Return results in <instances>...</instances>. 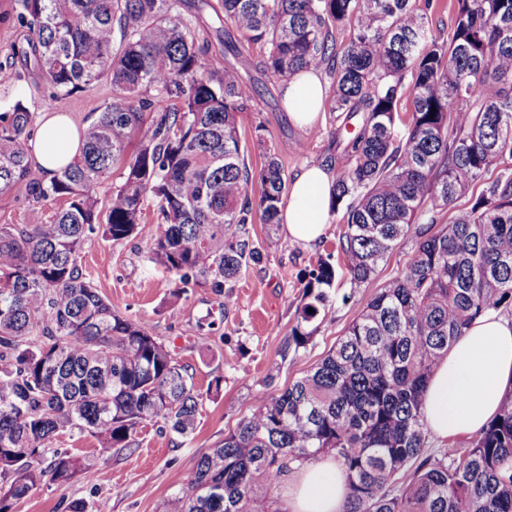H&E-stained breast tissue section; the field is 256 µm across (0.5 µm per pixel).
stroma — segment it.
<instances>
[{"mask_svg":"<svg viewBox=\"0 0 512 512\" xmlns=\"http://www.w3.org/2000/svg\"><path fill=\"white\" fill-rule=\"evenodd\" d=\"M18 11L17 0H0V110L20 98L33 112L62 113L83 126L85 118L108 98V89L97 86L48 102V90L26 54L28 31L18 24ZM241 75L254 82L258 91L251 106L237 115L251 169H260L266 152L273 149L291 178L314 160H331L336 169L346 163L344 143L333 137L344 126L339 113L326 107L315 128L296 127L281 104L280 81L251 69L242 70ZM51 212V207L29 202L21 188L0 192V224H40ZM161 222L155 203H147L143 233L121 240L93 234L83 247L82 267L115 311L150 322L155 336L187 366L198 390L221 378V398L204 400L197 429L183 445H176L159 425H147L138 433L134 451L94 464L69 486L35 491L14 505L13 512H59L64 498L84 500L89 512H162L164 500L185 487L198 458L252 411L257 396L287 386L314 365L377 289L408 264L414 251L412 239L402 240L381 264L376 278L362 286L339 276L331 317L306 349L284 360L279 350L305 302L308 274L320 258L337 251L343 232L341 213L330 214L325 235L309 244L291 240L282 224L254 221L252 235L264 258L243 270L229 299L208 287L174 295L173 275L150 259V234ZM206 318L211 321L207 327L202 324ZM203 336L208 337V345L200 344Z\"/></svg>","mask_w":512,"mask_h":512,"instance_id":"1","label":"stroma"}]
</instances>
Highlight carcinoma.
I'll return each instance as SVG.
<instances>
[{
  "label": "carcinoma",
  "mask_w": 512,
  "mask_h": 512,
  "mask_svg": "<svg viewBox=\"0 0 512 512\" xmlns=\"http://www.w3.org/2000/svg\"><path fill=\"white\" fill-rule=\"evenodd\" d=\"M18 2L49 100L106 83L112 101L49 178L28 158L34 113L21 99L0 112V190L66 202L43 224H0V512L73 483L92 458L133 451L147 423L188 438L203 400L221 395L219 378L195 388L149 322L112 310L79 263L86 240L141 232L154 201V262L181 291L206 285L230 299L243 268L263 260L253 216L277 223L289 190L275 158L250 170L237 114L252 85L198 41L184 0ZM221 5L225 52L249 66L246 48L265 47L255 68L283 82L325 71L331 111L360 128L331 202L333 212L345 205L338 256L350 283L373 280L405 237L415 248L316 364L260 395L198 459L163 512H269L255 483L272 489L320 456L343 469L345 512H512V395L462 453L428 452L421 409L434 367L471 322L512 305V0H456L446 39L415 0ZM347 26L353 36L339 46ZM116 166L103 224L95 187ZM465 197L468 210L442 223ZM335 278L331 258L320 259L281 359L331 313ZM66 434L93 439L92 457L53 447Z\"/></svg>",
  "instance_id": "carcinoma-1"
}]
</instances>
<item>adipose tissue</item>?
Here are the masks:
<instances>
[{
    "mask_svg": "<svg viewBox=\"0 0 512 512\" xmlns=\"http://www.w3.org/2000/svg\"><path fill=\"white\" fill-rule=\"evenodd\" d=\"M326 85L315 70L296 74L282 87V104L296 125L310 128L319 117ZM81 132L56 112L42 113L33 139V162L51 175L79 154ZM335 178L328 166L304 168L291 185L281 222L293 240L324 236ZM512 390V317L491 312L469 326L429 377L422 410L433 435L448 439L479 433ZM349 489L335 460L322 456L295 478L285 512H344Z\"/></svg>",
    "mask_w": 512,
    "mask_h": 512,
    "instance_id": "obj_1",
    "label": "adipose tissue"
}]
</instances>
